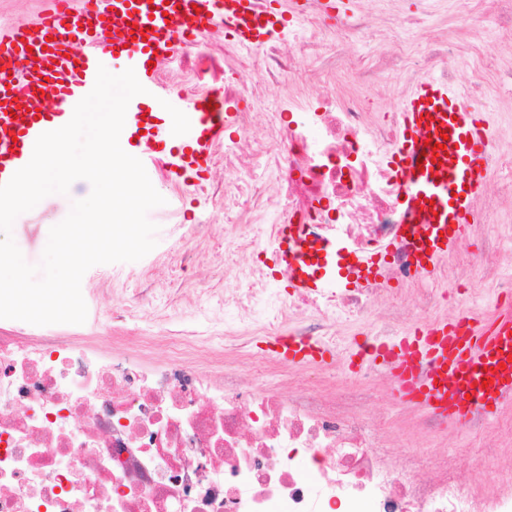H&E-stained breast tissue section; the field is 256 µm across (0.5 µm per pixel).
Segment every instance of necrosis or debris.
Masks as SVG:
<instances>
[{"label":"necrosis or debris","mask_w":512,"mask_h":512,"mask_svg":"<svg viewBox=\"0 0 512 512\" xmlns=\"http://www.w3.org/2000/svg\"><path fill=\"white\" fill-rule=\"evenodd\" d=\"M454 3L472 48L484 29H512V0ZM300 12L304 27L277 25L257 61L235 22H224V109L239 129L224 140V198L359 254L391 250L365 286L288 299L261 267L234 273L224 333L288 328L332 344L331 325L366 321L382 299L400 307L392 283L416 280L398 243L401 184L390 157L399 115L368 122L369 98L340 99L327 87L339 72L373 86L377 68L349 46L382 32L361 12L331 16L325 0H303ZM311 57L323 94L283 99L252 136L240 100L287 83ZM259 169L273 171L271 183L257 181ZM70 331L0 319V512H512L511 484L478 473L460 485L457 461L436 465L431 480L393 468L382 425L365 420V400L351 391L328 401L301 383L281 397L253 386L246 350L225 357L217 380L184 365L181 337H167L166 366L149 367L82 348Z\"/></svg>","instance_id":"4bbe7bcc"}]
</instances>
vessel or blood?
<instances>
[{"mask_svg":"<svg viewBox=\"0 0 512 512\" xmlns=\"http://www.w3.org/2000/svg\"><path fill=\"white\" fill-rule=\"evenodd\" d=\"M37 19L19 26L0 25V183L31 159L36 139L72 117L75 105L93 88L98 59L111 53L125 60L154 112L127 115L123 144L137 158L151 160L167 151L171 179L188 180L206 172L224 141L232 115L189 107L168 112L154 61L179 50L203 26L231 18L240 23L244 45L257 46L278 21L251 23L253 0H43ZM33 54L21 72L4 65ZM44 93L52 110L26 111L24 93ZM403 123L392 163L402 179L398 208L403 240L413 252L419 276L433 275L438 261L453 251L470 225L479 220L476 201L488 178V142L482 125L458 89L428 77L404 101ZM190 124L192 135L177 139L173 129ZM274 270L288 273L291 292L352 288L375 278V255L361 256L334 241H315L303 226L280 227L272 256ZM288 364L314 360L315 352L292 336L275 341ZM388 358L401 400L424 398L457 425L473 411L490 415L512 403V305L497 308L492 320L436 322L393 347Z\"/></svg>","mask_w":512,"mask_h":512,"instance_id":"1","label":"vessel or blood"}]
</instances>
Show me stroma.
<instances>
[{
	"mask_svg": "<svg viewBox=\"0 0 512 512\" xmlns=\"http://www.w3.org/2000/svg\"><path fill=\"white\" fill-rule=\"evenodd\" d=\"M397 6L414 19L413 24L400 29L403 42L419 54L429 50V38L436 35L455 43H464L466 34L453 23L450 0H437L423 6L421 0H398ZM197 53L183 52L163 59L156 71L163 86L171 89L168 111H185L200 99L220 98L224 86V30L217 25L205 27L197 38ZM463 72L470 83L479 84L480 92L469 95L472 111L482 115L499 132V145H512V98L489 87L478 57L467 58ZM413 85L406 70L390 68L382 72L378 85L371 89L373 107L368 121L383 120L389 110L400 108ZM146 172L154 188L165 198V205L152 209L148 217L157 225V245L136 262L101 264L91 267L83 276L81 290L88 314L84 328L76 333V342L103 355H141L144 363L158 366L167 363L168 349L162 339L183 336L201 341L215 334L213 348L245 347L252 352L259 371L256 384L270 392L288 390L289 374L297 378H315L335 374L369 389L373 395L366 412L370 420L380 422L390 439L392 463L397 469L418 465L420 472L433 471L437 460L458 457L464 462L455 477L466 485L471 480L472 466L501 483H512V471L501 469L496 454L484 452L480 435L455 427L447 432L411 434L405 431L411 416H423L424 407L401 401L391 393L392 375L383 362L368 363L366 368L353 366L350 353L357 343L376 332L377 321L338 323L334 330L338 341L332 356L326 361L287 366L271 359L265 337L250 331L230 340H223L224 291L232 280L224 276L225 268L252 266L254 252H227L228 243L246 233L245 224L224 221V154L216 152L204 181L173 182L167 176L165 159H157ZM69 212L67 196L46 197L37 209L20 215L12 229L13 238L26 261L36 265L41 261L49 230ZM492 239L504 256L495 278H487L478 268H461L456 253L439 264L446 276L443 290L457 287L467 290L472 312L477 318L493 312L498 303V283L512 280V202L500 206L487 225V234L470 238L471 250L478 251L485 239ZM144 293L141 303H135L132 316L124 321L113 319L119 305L134 302L137 293ZM140 329L157 336L154 346L138 349L130 335Z\"/></svg>",
	"mask_w": 512,
	"mask_h": 512,
	"instance_id": "obj_1",
	"label": "stroma"
}]
</instances>
